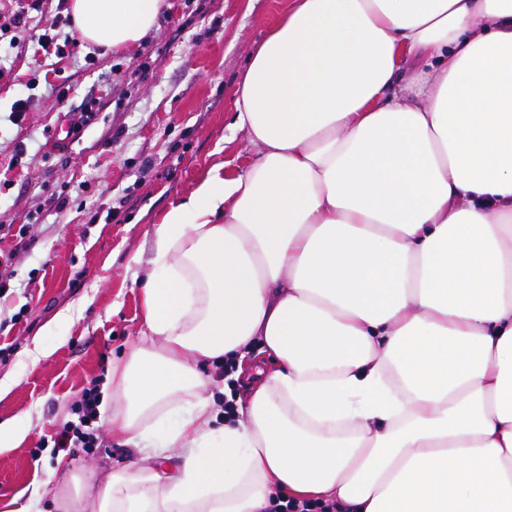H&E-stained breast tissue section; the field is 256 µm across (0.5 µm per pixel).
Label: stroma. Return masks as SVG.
I'll return each instance as SVG.
<instances>
[{
	"label": "stroma",
	"mask_w": 512,
	"mask_h": 512,
	"mask_svg": "<svg viewBox=\"0 0 512 512\" xmlns=\"http://www.w3.org/2000/svg\"><path fill=\"white\" fill-rule=\"evenodd\" d=\"M286 0H164L153 29L114 52L77 41L45 56L27 34L0 31V251L13 252L0 296V423L30 417L32 431L0 453V501L45 484L41 512L72 475L129 463L111 437L92 453L62 452L53 440L84 391L112 382V364L141 329L130 262L147 247L151 221L190 193L215 161L244 171L255 152L231 128L239 79ZM66 98H58V89ZM32 98L21 122L16 100ZM93 117L67 144L63 112ZM73 310L72 322L59 323ZM55 334H47V326ZM41 341L50 355L32 362ZM68 468H61V461Z\"/></svg>",
	"instance_id": "obj_1"
}]
</instances>
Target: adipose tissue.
Instances as JSON below:
<instances>
[{"instance_id":"adipose-tissue-1","label":"adipose tissue","mask_w":512,"mask_h":512,"mask_svg":"<svg viewBox=\"0 0 512 512\" xmlns=\"http://www.w3.org/2000/svg\"><path fill=\"white\" fill-rule=\"evenodd\" d=\"M162 0H72L123 50ZM214 164L133 258L107 423L62 512H512V0H288ZM245 399L213 424L202 366ZM274 512H339L336 504H319L312 502H297L293 500L275 503L271 508Z\"/></svg>"}]
</instances>
